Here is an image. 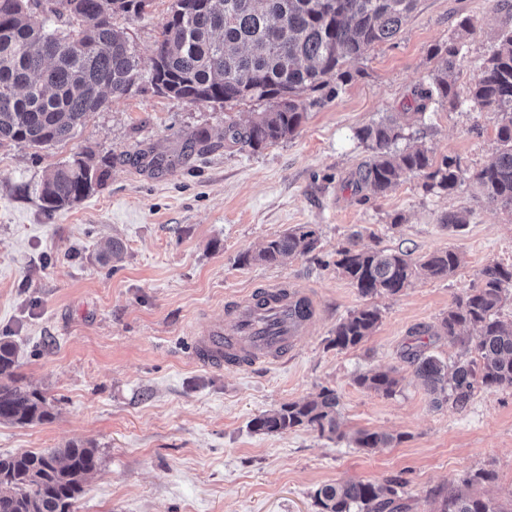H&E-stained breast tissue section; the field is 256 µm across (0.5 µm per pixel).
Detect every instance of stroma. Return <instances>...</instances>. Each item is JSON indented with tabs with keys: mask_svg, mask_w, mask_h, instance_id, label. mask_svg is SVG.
Here are the masks:
<instances>
[{
	"mask_svg": "<svg viewBox=\"0 0 512 512\" xmlns=\"http://www.w3.org/2000/svg\"><path fill=\"white\" fill-rule=\"evenodd\" d=\"M171 0L148 13L113 16L138 59L129 91L90 113L66 141L36 148L0 143V339L17 346L15 373L52 407V422L0 424V454L97 448L98 469L73 512H319L326 484L402 481L401 512H438L454 491L504 498L512 489V388H478L464 409L435 405L404 356L410 337L451 364L475 352L438 333L452 300L488 263L512 264V214L480 197L471 180L496 155L498 119L470 102L512 8L498 0H418L397 38L351 67L346 84L319 91L297 132L252 150L224 141V125L264 111L265 100L193 105L156 91L152 58ZM470 19L464 35L459 23ZM461 40L449 78L456 104L427 111L408 133L435 160L457 159L469 178L453 191L425 189L411 174L382 196L357 189L372 155L358 129L402 118L429 81L435 47ZM208 132L201 143L199 132ZM106 170L104 182L70 207L48 211L45 176L75 157ZM469 209L464 228L441 224ZM300 224L320 247L275 264L241 257ZM360 246L419 258L451 249L463 264L443 279L416 277L396 295L369 299L336 268L353 233ZM121 242L120 262L102 248ZM276 282L315 296L320 312L288 361L211 370L191 358L187 334L224 315L247 290ZM371 304L372 336L340 350L328 340L339 321ZM394 371L384 397L359 387L360 374ZM335 389L343 439L306 427L258 434L255 416ZM361 430L394 435L384 448L355 447ZM492 481L466 485L469 474Z\"/></svg>",
	"mask_w": 512,
	"mask_h": 512,
	"instance_id": "obj_1",
	"label": "stroma"
}]
</instances>
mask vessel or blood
<instances>
[{
    "instance_id": "1",
    "label": "vessel or blood",
    "mask_w": 512,
    "mask_h": 512,
    "mask_svg": "<svg viewBox=\"0 0 512 512\" xmlns=\"http://www.w3.org/2000/svg\"><path fill=\"white\" fill-rule=\"evenodd\" d=\"M225 313L231 327L217 322L206 333L189 337L192 358L202 367L221 370L287 361L318 308L310 294L277 282L241 296Z\"/></svg>"
}]
</instances>
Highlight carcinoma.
Segmentation results:
<instances>
[{
    "label": "carcinoma",
    "mask_w": 512,
    "mask_h": 512,
    "mask_svg": "<svg viewBox=\"0 0 512 512\" xmlns=\"http://www.w3.org/2000/svg\"><path fill=\"white\" fill-rule=\"evenodd\" d=\"M30 0H0V142L35 147L68 139L87 115L106 100L125 94L137 75L138 62L127 33L114 27L121 12L140 17L152 0H42L49 28L31 21ZM417 0H173L153 60L152 83L167 95L193 105L223 106L246 99L270 106L242 125L224 126V142L254 150L293 135L306 118L303 94L326 88L331 80L351 79L349 66L375 46L392 41L407 23ZM462 47L450 43L434 49L441 66L426 86L413 93L412 124L430 107L455 101L448 73ZM469 99L499 116L495 159L472 175L481 196L512 212V29H504L481 76L469 88ZM372 151L358 171L356 187L384 195L404 174L422 176L424 187L451 191L461 183L460 163L434 161L428 148L414 143L400 149L404 127L391 116L356 132ZM104 172L82 158L51 171L40 187L50 210L78 202L103 181ZM470 211H450L441 223L457 230L469 223ZM319 235L301 224L267 241L252 260L274 264L317 248ZM336 268L363 297L396 295L416 276L449 277L462 263L453 250H437L415 262L388 249H359L355 238L336 251ZM512 293V265L489 263L478 283L457 296L440 323L450 343H468L480 363L448 366L410 348L408 360L433 402L462 408L480 387H512V323L499 311ZM380 321L379 309L364 305L340 321L330 344L339 349L359 345ZM478 328L472 337L462 335ZM16 350L0 340V423L25 427L50 422L54 415L38 391L18 384ZM357 384L384 396L396 392L390 372H367ZM339 397L324 387L312 399L293 401L250 421L259 434L307 427L329 437L339 434ZM394 437L360 431L358 448H380ZM98 450L71 442L63 449L45 448L0 454V512H72L90 474L98 467ZM402 483L348 482L316 491L321 512H397ZM440 512H512V491L504 501L464 497L452 491L442 497Z\"/></svg>",
    "instance_id": "carcinoma-1"
}]
</instances>
